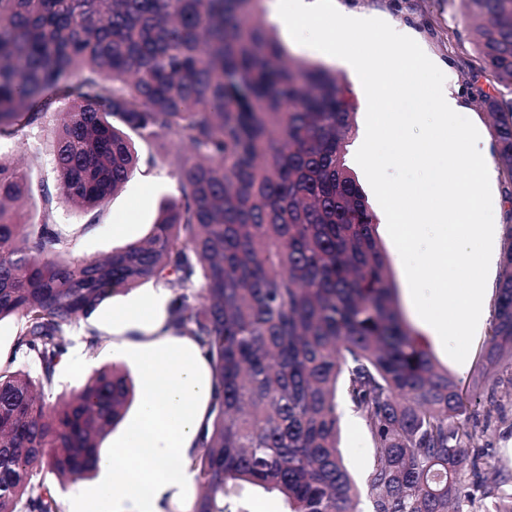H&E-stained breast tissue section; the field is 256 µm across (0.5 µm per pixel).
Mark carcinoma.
Here are the masks:
<instances>
[{
  "mask_svg": "<svg viewBox=\"0 0 512 512\" xmlns=\"http://www.w3.org/2000/svg\"><path fill=\"white\" fill-rule=\"evenodd\" d=\"M481 71L512 87V0H461ZM263 0H0V136L50 127L36 221L13 203L28 175L0 159V512H62L56 488L97 471L135 388L113 365L56 395L69 327L145 283L171 294L166 328L207 357L212 400L192 467L193 512H228L248 484L287 512H512V466L479 448L512 428V212L493 318L468 386L440 367L400 309L378 218L345 154L356 97L291 56ZM67 100L65 112L53 111ZM512 203V100L484 98ZM169 146L177 198L147 237L65 258L55 196L95 224L142 158ZM366 422L361 483L340 450L339 399ZM487 409L483 428L479 408ZM17 320L6 318L0 322V364H6L13 355Z\"/></svg>",
  "mask_w": 512,
  "mask_h": 512,
  "instance_id": "1",
  "label": "carcinoma"
}]
</instances>
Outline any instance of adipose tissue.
Masks as SVG:
<instances>
[{
    "mask_svg": "<svg viewBox=\"0 0 512 512\" xmlns=\"http://www.w3.org/2000/svg\"><path fill=\"white\" fill-rule=\"evenodd\" d=\"M148 342L119 345L141 367L138 415L98 470L111 477L94 497L77 495L76 512H165L175 498H190V468L212 398L209 365L189 338L166 331L153 304L138 311Z\"/></svg>",
    "mask_w": 512,
    "mask_h": 512,
    "instance_id": "adipose-tissue-1",
    "label": "adipose tissue"
}]
</instances>
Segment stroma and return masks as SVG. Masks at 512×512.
I'll list each match as a JSON object with an SVG mask.
<instances>
[{"instance_id":"stroma-1","label":"stroma","mask_w":512,"mask_h":512,"mask_svg":"<svg viewBox=\"0 0 512 512\" xmlns=\"http://www.w3.org/2000/svg\"><path fill=\"white\" fill-rule=\"evenodd\" d=\"M335 5L347 11L376 14L389 23L406 26L419 37L427 56L440 66L451 69L452 87L460 98L464 115L478 128L483 139L478 147L485 160L493 158L491 119L483 102L485 93L510 99L512 90L491 87L479 71L476 51L470 35L471 21L465 20L460 0H334ZM178 181L168 163L157 162L135 169L125 187L111 196L103 205L100 221L88 226L87 214L73 210L65 200H58L57 209L62 223L75 231L71 258L82 259L107 255L112 250L144 238L155 222L161 204L177 196ZM494 228L493 249L487 278L486 300H493V289L502 274L500 232L506 221L508 206L504 201V183L495 181L492 187ZM162 284L147 283L125 295L106 300L97 311L73 325L72 336L86 335L95 329L102 344L95 355H83L74 365L59 370L56 390L68 393L80 389L96 371L115 362L124 363L132 378H139L140 369L133 362L124 361L113 353V344L127 340L145 341L146 334L136 327L116 331L112 326V313L120 308H134L148 300L169 298ZM341 445L347 468L355 479H362L374 460L373 444L364 419L352 413L347 403H340Z\"/></svg>"}]
</instances>
